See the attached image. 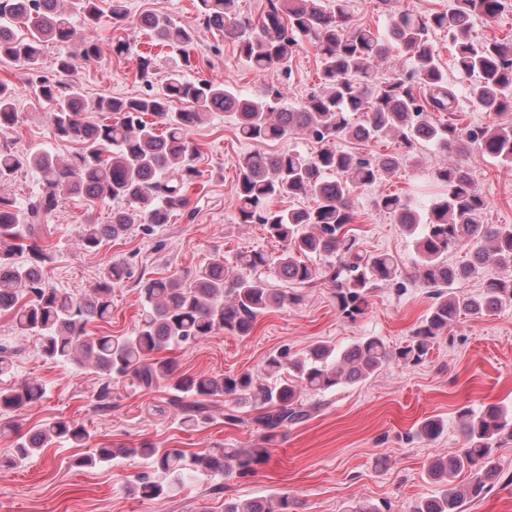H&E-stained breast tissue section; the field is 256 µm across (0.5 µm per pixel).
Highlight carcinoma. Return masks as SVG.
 Segmentation results:
<instances>
[{
    "mask_svg": "<svg viewBox=\"0 0 512 512\" xmlns=\"http://www.w3.org/2000/svg\"><path fill=\"white\" fill-rule=\"evenodd\" d=\"M103 0H0V58L7 57L35 69L45 45L68 43L76 36L74 19L84 26L79 40L85 62L99 58L96 34ZM447 11L422 15L403 8L391 17L388 32L351 27L348 0H267L257 20L242 19L237 0H199L204 23L224 32L237 44L239 58L251 71L275 69L291 74L290 63L300 40L315 48L323 86L300 102H290L276 86L258 98L243 97L232 85L210 79L186 78L174 63L160 87L152 81L155 57L138 54L137 77L144 90L130 97L102 98L96 110L107 121L86 118L87 102L79 84L71 79L75 58L57 62V79L44 80L36 92V105L47 110L54 138L80 145L69 159L37 149L20 156L0 150V185L10 183L24 168L39 171L43 185L22 206L0 195V313H9L21 335L40 337L43 356L59 364L89 365L107 376L98 394L99 408L112 407V381L130 378L150 389H168L166 404L188 427L212 422L207 401L227 403L224 419L231 424L246 420L262 431L266 442L283 430L310 418L314 407L303 394L336 390L364 381L392 362L415 365L428 355L434 340L460 316H484L512 304V276L487 282L479 295L458 291V280L479 274L487 264L512 268V225L486 224L487 202L461 164L435 166L431 176L447 192L420 207L398 195L380 193L372 206L401 224L417 256V278L433 298L411 339L398 348L378 336H367L338 350L323 343L301 355L282 351L269 358L266 382L249 373L189 375L178 372L173 359L161 355L170 346L194 345L218 331L248 336L258 316L302 296L269 287L260 273L297 285L322 280L333 287L339 314L354 320L364 314L368 298L381 287L404 286L398 264L387 253L361 247L345 227L353 222L350 194L393 176L422 142L448 152L466 146L512 167V125L458 123L456 96L439 63L430 34L448 33L455 47L457 68L475 81L469 86L470 103L484 112H512V38L476 39L469 20L475 15L496 19L512 0H454ZM112 29L130 20L127 0H108ZM136 24L165 46L186 47L192 32L166 16L143 13ZM411 59L410 70L388 82L374 76L375 63L393 51ZM15 88L0 81V130L18 122ZM186 103L179 110L173 100ZM215 112L236 119L239 136L252 142L280 141L302 132L322 149L314 156L297 150L281 153L249 152L235 161L236 210L239 223L261 224L280 247L272 257L258 251L238 255L249 274H229L224 260L212 259L191 275L137 279L142 313L126 336H91L87 325L112 312V287L133 276L130 265L112 263L91 293L73 295L50 285L42 267L49 259L38 244L29 245L28 259L16 255L23 239L49 234V219L60 205L81 197L94 204L114 203L112 223L88 221L77 226L76 244L93 251L106 238L120 237L140 228L166 224L171 213L188 204L187 191L200 171L198 151L188 132L207 123ZM441 119H434V114ZM391 135L400 152L364 158L346 152L338 142L369 140ZM311 197L314 206L281 209L277 199ZM473 244V258L454 267L448 253ZM323 263L309 262L312 257ZM46 387L37 380L0 387V413L41 401ZM463 448L450 457L427 465V476L441 484L436 497L416 502L408 512H463L467 501L482 499L499 478L496 449L512 441V407L489 403L458 411ZM443 430L439 419L426 418L414 436L434 439ZM92 435L84 426L65 420L45 424L21 436L13 454L0 460V469L24 465L41 449L58 443L87 447ZM119 456L137 457L143 469L128 479L125 491L147 499L169 496L188 481L230 480L257 472L268 461L265 448H156L150 442L120 448L99 443L78 458L80 467L93 468ZM463 484L455 483L461 472ZM224 512H295V501L280 492L260 499H227Z\"/></svg>",
    "mask_w": 512,
    "mask_h": 512,
    "instance_id": "1",
    "label": "carcinoma"
}]
</instances>
